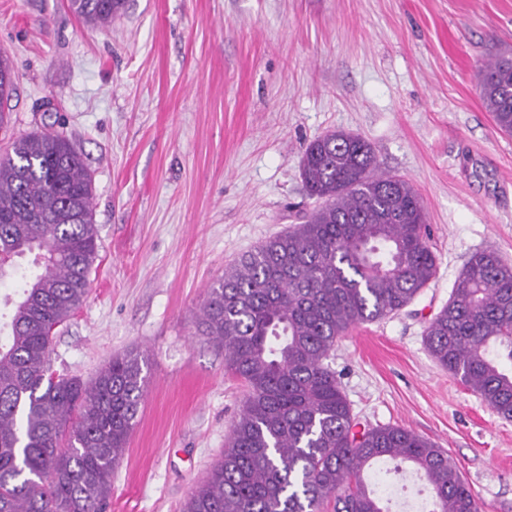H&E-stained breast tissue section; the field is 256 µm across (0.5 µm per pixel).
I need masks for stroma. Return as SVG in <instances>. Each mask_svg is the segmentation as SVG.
I'll list each match as a JSON object with an SVG mask.
<instances>
[{"instance_id": "35a3bbf8", "label": "stroma", "mask_w": 512, "mask_h": 512, "mask_svg": "<svg viewBox=\"0 0 512 512\" xmlns=\"http://www.w3.org/2000/svg\"><path fill=\"white\" fill-rule=\"evenodd\" d=\"M17 75L0 156L63 134L93 179L99 251L85 302L52 342L58 373L92 379L129 350L146 361L137 423L108 512H181L224 450L245 388L197 313L225 267L315 207L300 159L332 130L367 141L421 197L435 279L398 314L353 328L328 364L360 425L439 446L483 512H512V420L424 343L469 257L512 265V135L478 89L512 53V0H126L91 28L69 0H0ZM381 465L391 500L429 512L425 481Z\"/></svg>"}]
</instances>
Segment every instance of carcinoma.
<instances>
[{
	"label": "carcinoma",
	"mask_w": 512,
	"mask_h": 512,
	"mask_svg": "<svg viewBox=\"0 0 512 512\" xmlns=\"http://www.w3.org/2000/svg\"><path fill=\"white\" fill-rule=\"evenodd\" d=\"M105 27L124 0H70ZM16 90L0 51V127ZM480 95L512 135V59L489 60ZM301 176L319 205L224 269L197 315L245 389L224 454L182 512H385L370 479L383 461L412 467L430 512H481L434 443L401 426L356 430L325 360L355 326L398 313L436 277L427 214L406 180L378 171L371 146L333 131L314 139ZM93 181L59 133L16 138L0 158V280L20 275L0 335V512H106L112 474L146 392L145 361L128 352L84 382L51 364L56 328L88 294L98 255ZM38 252L41 269L13 259ZM436 362L512 420V267L492 251L465 263L448 304L424 329Z\"/></svg>",
	"instance_id": "carcinoma-1"
}]
</instances>
